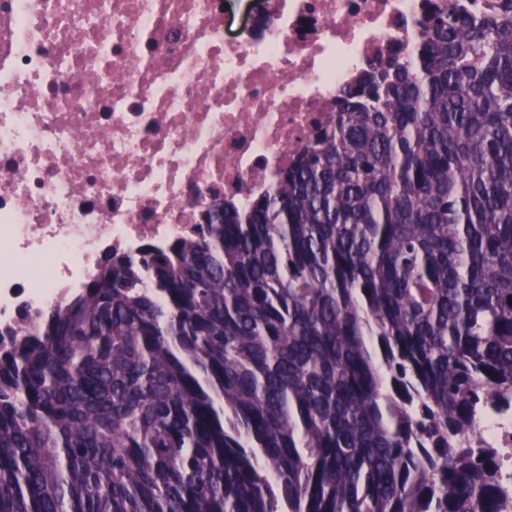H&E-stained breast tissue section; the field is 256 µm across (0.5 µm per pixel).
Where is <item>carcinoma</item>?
<instances>
[{"label": "carcinoma", "mask_w": 512, "mask_h": 512, "mask_svg": "<svg viewBox=\"0 0 512 512\" xmlns=\"http://www.w3.org/2000/svg\"><path fill=\"white\" fill-rule=\"evenodd\" d=\"M243 213L0 333V512H512V0H426ZM474 435L476 439L489 441L495 448H500L502 471L511 476L512 482V407L494 410Z\"/></svg>", "instance_id": "carcinoma-1"}]
</instances>
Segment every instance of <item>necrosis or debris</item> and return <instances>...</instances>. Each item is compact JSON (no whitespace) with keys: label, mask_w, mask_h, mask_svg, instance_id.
I'll return each instance as SVG.
<instances>
[{"label":"necrosis or debris","mask_w":512,"mask_h":512,"mask_svg":"<svg viewBox=\"0 0 512 512\" xmlns=\"http://www.w3.org/2000/svg\"><path fill=\"white\" fill-rule=\"evenodd\" d=\"M425 0H0V330L269 192ZM512 476V409L475 432Z\"/></svg>","instance_id":"necrosis-or-debris-1"}]
</instances>
